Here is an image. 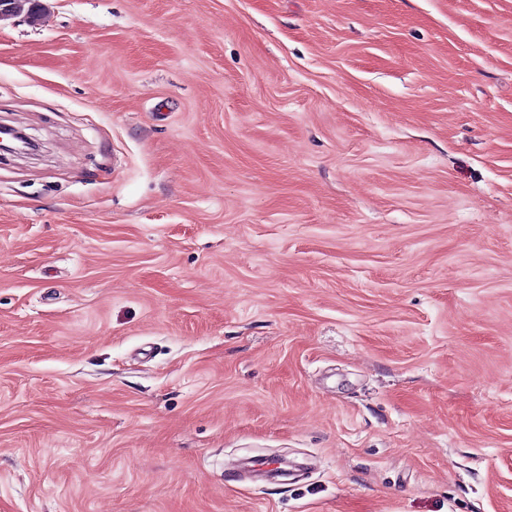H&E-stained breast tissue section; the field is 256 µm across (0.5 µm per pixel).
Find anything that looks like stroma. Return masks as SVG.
Returning <instances> with one entry per match:
<instances>
[{
  "instance_id": "obj_1",
  "label": "stroma",
  "mask_w": 512,
  "mask_h": 512,
  "mask_svg": "<svg viewBox=\"0 0 512 512\" xmlns=\"http://www.w3.org/2000/svg\"><path fill=\"white\" fill-rule=\"evenodd\" d=\"M45 2L0 512H512V0Z\"/></svg>"
}]
</instances>
